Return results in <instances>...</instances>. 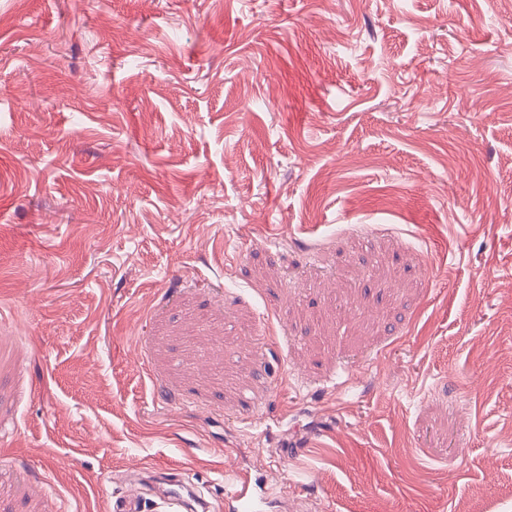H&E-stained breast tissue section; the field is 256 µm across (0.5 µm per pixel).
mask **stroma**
Returning a JSON list of instances; mask_svg holds the SVG:
<instances>
[{
  "label": "stroma",
  "mask_w": 512,
  "mask_h": 512,
  "mask_svg": "<svg viewBox=\"0 0 512 512\" xmlns=\"http://www.w3.org/2000/svg\"><path fill=\"white\" fill-rule=\"evenodd\" d=\"M512 512V0H0V512ZM155 484L157 485L159 498L175 511H197L198 509L193 503L200 507L202 511L209 509L208 502L204 498L195 494L191 495L181 484L173 483L169 480H162Z\"/></svg>",
  "instance_id": "obj_1"
}]
</instances>
